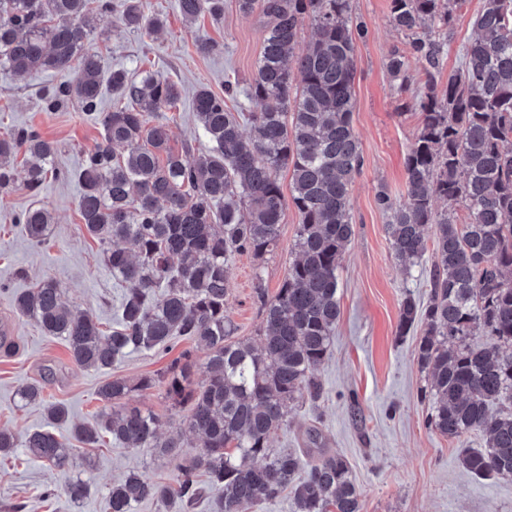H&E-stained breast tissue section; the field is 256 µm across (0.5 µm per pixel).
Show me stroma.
I'll return each mask as SVG.
<instances>
[{
	"label": "stroma",
	"instance_id": "stroma-1",
	"mask_svg": "<svg viewBox=\"0 0 512 512\" xmlns=\"http://www.w3.org/2000/svg\"><path fill=\"white\" fill-rule=\"evenodd\" d=\"M142 3L146 13L162 20L161 31H133L115 22L104 26L96 43L107 66L135 73L151 70L177 83L182 98L167 114L171 145L204 151L208 144L196 125L192 96L201 86L223 93L229 80L241 90L229 107L250 109L242 90L256 72L264 20L256 13H240L235 0H224L222 17L205 14L192 24L183 20L176 0ZM350 6L354 21L363 26L354 56L352 121L363 153L350 194L355 233L342 261L336 335L328 359L317 371L324 399L316 406L303 403L292 418L298 424L319 419L323 447L351 467L361 512H512V481L480 479L461 465L464 448H484V437L474 435L462 444L431 428L429 405L421 399L427 375L415 360L416 337L397 333L403 296L428 297L433 257L424 255L407 268L394 258L376 194L383 189L396 199L405 197V160L419 128V115L410 104L424 75L420 65H412L409 90L402 94L386 70L389 56L407 48L406 36L389 20V0H350ZM481 7L482 0H466L458 11L448 52L440 60L438 88H445L449 73L457 69L458 50L472 38V22ZM202 37L214 44L213 52L200 50ZM73 77L70 69L22 76L0 70V134L16 126L35 127L56 144L54 165L68 174L67 179L50 180L37 193L20 176L0 196V321L11 322L20 344L16 355L0 357V428L19 437L48 424L43 407L14 404L17 389L36 379L44 380L49 400L68 407L72 423L88 424L103 408L97 391L107 376L132 382L154 376L187 350L196 360L195 384L207 377L206 350L186 339L176 340L166 351L133 353L108 374L76 367L61 339L45 335L34 320L13 312L14 293L51 279L70 305L103 326H111L117 317L122 290L105 267L99 244L83 228L75 177L84 151L101 141L102 128L75 106L46 112L40 100L44 87ZM40 207L51 211L54 222L47 240L36 246L16 218ZM298 226L297 210L287 206L276 254L261 262L246 254L235 258L226 313L237 336L257 337L262 317L254 286L260 281L268 293L277 292L295 256ZM128 401L156 415L166 433L185 427L189 420V406L173 404L159 388L132 392ZM181 463L176 456L98 443L76 460V472L95 485L91 497L78 507L60 490L41 500L44 487L60 486L65 478L19 449L0 461V512H12L19 503L25 512H104L101 496L112 478L134 470L170 483Z\"/></svg>",
	"mask_w": 512,
	"mask_h": 512
}]
</instances>
